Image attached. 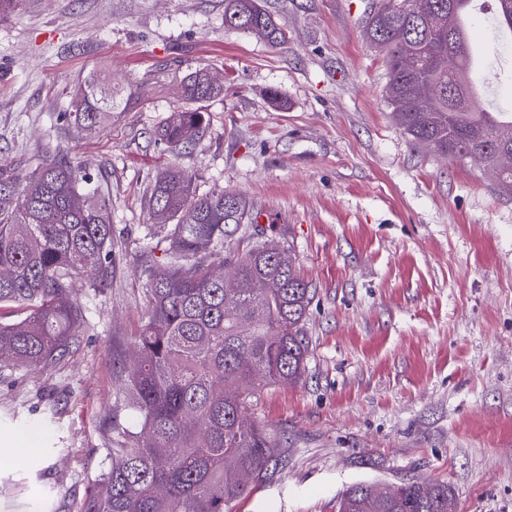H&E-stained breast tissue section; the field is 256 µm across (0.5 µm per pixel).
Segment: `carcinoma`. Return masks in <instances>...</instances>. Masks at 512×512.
I'll return each mask as SVG.
<instances>
[{"instance_id": "carcinoma-1", "label": "carcinoma", "mask_w": 512, "mask_h": 512, "mask_svg": "<svg viewBox=\"0 0 512 512\" xmlns=\"http://www.w3.org/2000/svg\"><path fill=\"white\" fill-rule=\"evenodd\" d=\"M460 0H382L366 34L384 54L386 101L411 144L453 160H475L512 194V113L493 112L472 96ZM224 28L247 31L273 47L288 36L261 0H224ZM185 97L206 101L222 92L208 70L184 81ZM114 92L92 84L73 112L95 128L112 112ZM204 114L174 112L158 130L168 150L197 144ZM68 158L39 167L21 188L0 168V305L25 306L21 321L0 323V354L18 367L46 366L69 353L85 322L71 299L74 284L102 286L112 273V220L105 196L85 186ZM151 235H161L168 262L151 267L148 312L133 355L113 354L120 406L137 430L112 417L110 470L80 512H232L254 482L285 465L267 429L250 418L248 401L273 385L293 384L306 371L304 321L313 294L286 250L268 254L263 241L243 254L230 238L254 223L239 193L197 195L192 178L165 169L148 200ZM339 512H456L443 481L412 480L381 487L357 484Z\"/></svg>"}]
</instances>
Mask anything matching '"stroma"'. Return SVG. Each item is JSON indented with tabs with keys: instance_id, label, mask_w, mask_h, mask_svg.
Masks as SVG:
<instances>
[{
	"instance_id": "35a3bbf8",
	"label": "stroma",
	"mask_w": 512,
	"mask_h": 512,
	"mask_svg": "<svg viewBox=\"0 0 512 512\" xmlns=\"http://www.w3.org/2000/svg\"><path fill=\"white\" fill-rule=\"evenodd\" d=\"M287 47L224 28V0H23L0 16V165L19 180L68 156L112 204L107 286L76 283L79 343L45 367L0 366V512H80L111 465L118 384L147 310V199L179 167L197 194L246 196L256 238L290 248L315 290L303 381L248 411L287 464L232 512H338L364 482L436 479L457 512H512V196L473 163L414 147L385 102L383 54L367 38L372 0H263ZM471 36L502 73L512 109V35L491 11ZM206 67L221 94L200 102L201 141L158 143L188 108L183 80ZM105 79L107 127L70 114ZM275 91L285 108L267 98Z\"/></svg>"
}]
</instances>
